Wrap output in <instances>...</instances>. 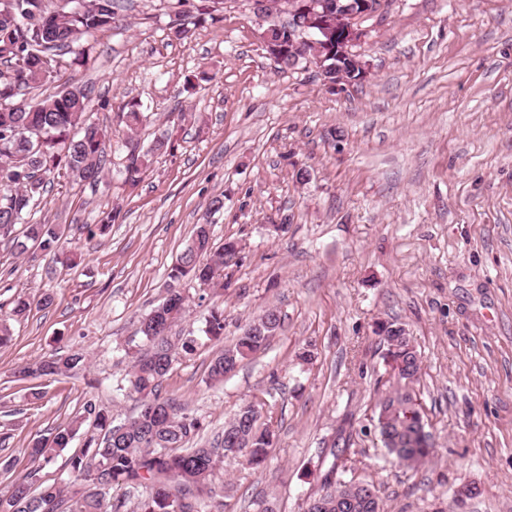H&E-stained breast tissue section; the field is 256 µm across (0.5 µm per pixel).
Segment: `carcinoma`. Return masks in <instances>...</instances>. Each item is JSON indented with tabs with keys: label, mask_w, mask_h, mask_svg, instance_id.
<instances>
[{
	"label": "carcinoma",
	"mask_w": 512,
	"mask_h": 512,
	"mask_svg": "<svg viewBox=\"0 0 512 512\" xmlns=\"http://www.w3.org/2000/svg\"><path fill=\"white\" fill-rule=\"evenodd\" d=\"M114 19L113 0H66L52 10L46 0H13L11 12L0 16V67L15 73V80H0V101L19 108H0V236H12L19 253L28 244L42 251L63 245L61 232L47 224H26L24 215L31 202L43 196L48 177L63 167L75 177L96 186L102 179L107 156L105 134L91 120L90 97L81 87L65 88L40 101L22 102V96L60 75L56 61L67 65L84 63L94 46L83 38L101 31ZM201 16L176 13L173 35L182 39ZM130 131L147 120L137 105L120 115ZM172 147L170 137L161 136L144 153L129 150L124 184L134 190L143 180L150 157ZM23 225L22 236L15 226ZM229 266L225 247L213 248L210 225L198 224L191 243L180 254L170 278L186 277L203 285L219 286V276ZM182 289L168 288L167 296L141 321L140 332L151 349L136 359L129 378L138 405H153L156 412L117 418L95 397L85 400L81 413L66 426L33 439L28 454L37 468L13 482L0 494V512H127L129 499L112 498V488L124 485L137 494V512H197L206 506L204 496L214 493L215 470L224 456H243L258 468L274 444V433L258 424L256 406L246 403L224 430L207 446L189 443L203 429L200 419L175 400L160 397L161 379L179 353L195 350L193 336L168 335L172 322L185 309ZM269 323L257 319L247 324L233 346L212 361L209 378L222 381L251 355L263 350L281 326L275 310L268 311ZM204 333L224 335V311L210 312ZM396 356L407 375L396 380L377 404L376 429L388 453L399 463L415 467L432 453L412 385L418 380L421 359L410 342L397 346ZM80 353L51 356L19 371L23 378L58 376L76 371L83 364ZM92 421L93 431L84 430ZM84 448L72 455L69 465L79 479L58 485L39 481V469L50 464L78 436ZM336 466L324 474L322 492L307 500L304 512H381L379 497L369 484L336 482Z\"/></svg>",
	"instance_id": "cac0c4a2"
}]
</instances>
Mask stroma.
Listing matches in <instances>:
<instances>
[{
	"label": "stroma",
	"instance_id": "stroma-1",
	"mask_svg": "<svg viewBox=\"0 0 512 512\" xmlns=\"http://www.w3.org/2000/svg\"><path fill=\"white\" fill-rule=\"evenodd\" d=\"M199 4L115 0L88 63L31 93L90 89L110 163L94 188L52 174L29 215L64 229L77 266L0 238V317L17 297L30 302L0 347V491L32 470L29 441L67 425L88 397L121 418L135 412L126 385L148 347L140 322L207 224L214 247L240 250L223 288L183 282L171 333L199 344L161 392L200 418L203 440L248 402L276 435L260 468L221 460L220 512H303L332 466L374 485L383 512H512V0H388L358 48L366 78L342 89L312 66L275 70L252 0H213L210 19L175 38L176 11ZM203 70L209 80L185 92ZM133 102L149 117L134 133L119 121ZM164 131L172 150L128 191L126 142L144 152ZM113 210L108 233L87 238L83 225ZM218 308L224 334L205 337ZM272 308L282 323L267 348L211 382V361ZM391 322L421 358L414 390L434 452L413 469L374 426L389 378L379 329ZM70 351L85 356L73 375H17ZM469 486L477 495L460 497Z\"/></svg>",
	"mask_w": 512,
	"mask_h": 512
}]
</instances>
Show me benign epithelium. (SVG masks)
<instances>
[{
  "mask_svg": "<svg viewBox=\"0 0 512 512\" xmlns=\"http://www.w3.org/2000/svg\"><path fill=\"white\" fill-rule=\"evenodd\" d=\"M385 0H305L296 10L289 42L297 47L290 55L295 64L314 66L319 74L336 71L331 87L353 85L366 77L361 55L353 51L368 34L362 24L384 13Z\"/></svg>",
  "mask_w": 512,
  "mask_h": 512,
  "instance_id": "1",
  "label": "benign epithelium"
}]
</instances>
